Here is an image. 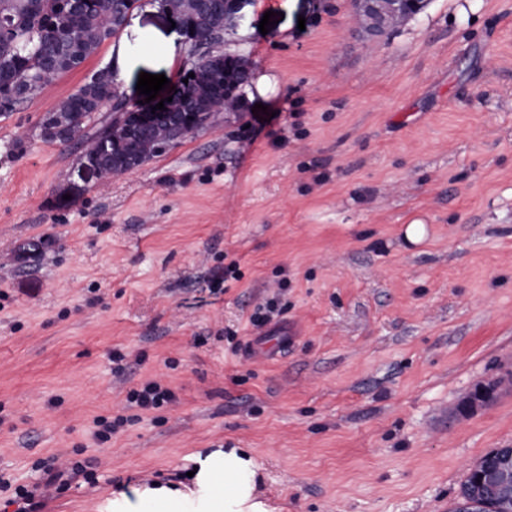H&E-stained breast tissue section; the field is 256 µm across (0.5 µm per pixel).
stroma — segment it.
Returning <instances> with one entry per match:
<instances>
[{
	"mask_svg": "<svg viewBox=\"0 0 512 512\" xmlns=\"http://www.w3.org/2000/svg\"><path fill=\"white\" fill-rule=\"evenodd\" d=\"M217 50L251 64L239 108L121 174L83 173L111 109L67 145L41 122L101 69L134 100L194 67L156 0L0 114V477L85 460L95 484L42 512H109L239 448L276 512H448L512 448V389L453 414L512 374V0H430L380 37L351 0H251ZM265 299L293 334L258 346ZM149 381L175 402L128 406ZM508 384L505 380H499L492 384L478 383L470 389L460 400L456 408V414L462 417L473 415L487 407L496 399L498 389Z\"/></svg>",
	"mask_w": 512,
	"mask_h": 512,
	"instance_id": "35a3bbf8",
	"label": "stroma"
}]
</instances>
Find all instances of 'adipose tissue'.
Returning a JSON list of instances; mask_svg holds the SVG:
<instances>
[{"mask_svg":"<svg viewBox=\"0 0 512 512\" xmlns=\"http://www.w3.org/2000/svg\"><path fill=\"white\" fill-rule=\"evenodd\" d=\"M196 463L191 494L148 488L133 498H113L112 512H270L253 496L255 464L243 451H215Z\"/></svg>","mask_w":512,"mask_h":512,"instance_id":"obj_1","label":"adipose tissue"}]
</instances>
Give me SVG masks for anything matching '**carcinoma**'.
I'll return each mask as SVG.
<instances>
[{
    "label": "carcinoma",
    "mask_w": 512,
    "mask_h": 512,
    "mask_svg": "<svg viewBox=\"0 0 512 512\" xmlns=\"http://www.w3.org/2000/svg\"><path fill=\"white\" fill-rule=\"evenodd\" d=\"M137 0H23L18 22L3 23L0 33V113L14 112L59 75L79 68L101 43L118 30V16ZM185 28L208 49L223 39L221 12L182 17ZM210 83L208 69L195 77L183 75L181 92L188 95ZM103 83H84L76 93L61 103L58 110L47 113L41 128L49 142H73L98 112L104 108ZM153 144L141 132L119 142L112 139V127L99 129L90 147L102 148L106 173L120 174L112 158L135 155ZM476 473L469 471L461 484L453 510L462 501L472 500Z\"/></svg>",
    "instance_id": "cac0c4a2"
}]
</instances>
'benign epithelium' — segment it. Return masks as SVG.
<instances>
[{
	"label": "benign epithelium",
	"mask_w": 512,
	"mask_h": 512,
	"mask_svg": "<svg viewBox=\"0 0 512 512\" xmlns=\"http://www.w3.org/2000/svg\"><path fill=\"white\" fill-rule=\"evenodd\" d=\"M250 0H225L224 29H235L244 17V9ZM428 0H354V11L363 21L362 28L370 35H382L388 26L402 19L411 8L420 9ZM162 11L177 18L185 13L203 14L209 10V0H160ZM118 101L125 105L128 117L125 133L149 130L154 141L162 146H172L192 131V122L185 113L178 111L171 102H164V109L152 110V103H136L124 95ZM507 385L499 380L492 384L478 383L460 400L456 414L462 417L473 415L496 399L498 389ZM494 452L502 457L497 464L486 465L479 473L477 494L480 497L491 494L502 512H512V448H496Z\"/></svg>",
	"instance_id": "7a95c632"
}]
</instances>
